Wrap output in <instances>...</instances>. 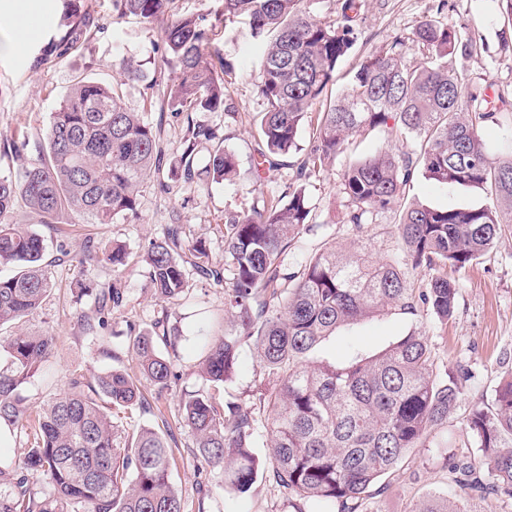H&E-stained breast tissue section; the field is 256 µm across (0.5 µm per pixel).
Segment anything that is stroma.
Returning <instances> with one entry per match:
<instances>
[{"instance_id": "1", "label": "stroma", "mask_w": 512, "mask_h": 512, "mask_svg": "<svg viewBox=\"0 0 512 512\" xmlns=\"http://www.w3.org/2000/svg\"><path fill=\"white\" fill-rule=\"evenodd\" d=\"M33 2L49 15L47 26L29 32L0 22V41L10 35L19 41L16 51L0 52V173L36 162L52 112L72 85L84 78L115 87L128 111L140 113L157 127L166 169L141 190L137 216L111 224H89L79 215L67 213L56 234L39 224L24 203H17L13 222L47 238L45 263L53 283L42 305L23 322L24 329L55 338L50 368L29 379L26 395L42 404L64 389L72 376L93 378L111 369L123 371L145 397L144 407L133 410L132 421L165 435L175 447L170 480L182 494L186 512H292L295 495L262 477L248 493L225 491L223 473L204 466L191 452L192 437L182 423L181 405L204 388L191 349L181 350L177 377L161 393L142 376L133 352L134 337L154 332L157 322L195 336L213 315L224 310L223 288L191 271L186 281L194 298L192 306L157 302L147 285L142 260L149 242L163 238L170 225L178 224L186 241H204L213 264L224 265L226 217L285 195L294 180L295 169L287 158H274L271 167L260 171L255 168L263 148L256 124L265 108L257 92L261 47L247 23L227 26L220 22L221 0H170L163 20L152 23L133 15L118 17L112 0ZM502 10L501 0H366L362 36L340 62L329 93L335 98L346 90L354 70L371 50L385 45L394 34L411 33L420 21L438 15L456 27L478 31L487 47L484 53L459 59L466 80L493 86L512 100V31L502 29ZM87 15L94 20L88 30L83 27ZM182 15L202 18L204 25L213 27L207 59L214 70H221L227 61L234 65L226 78L228 109L189 115L168 110L170 76L159 71L166 52L163 22ZM126 58L140 64L142 78L121 79L119 64ZM191 120L210 126L234 153L237 174L233 182L212 181L202 158L197 161L201 173L193 183L169 173L167 166L180 155ZM20 141L27 147L18 156L10 147ZM379 145L374 134L354 137L347 152L306 179L313 220L288 252L289 271H298L327 242L350 245L358 241L369 245L378 257L393 253L396 242L390 230L399 221L398 211L377 214L362 231H353L345 221L348 201L339 190L340 170ZM406 199L435 208L492 203L481 188H443L421 172L415 175ZM105 242L123 245L128 259L120 281L122 301L100 315L95 292L79 296L74 285L79 279L88 284L111 279L108 266L82 261L86 245ZM452 277L459 287L455 312L448 320H438L422 305L412 312L396 309L341 327L318 351L319 356L347 363L377 353L415 330L430 337L439 364L453 370L462 367L471 374L447 424L409 451L404 470L386 478L381 491L370 500L368 512H409L414 501L428 494H453L445 462L447 451L473 447L474 440L464 429L465 416L472 406L491 401L499 384L512 377V230L503 232L483 256L453 272ZM83 315L103 317L101 333L82 329L78 320ZM260 380L259 363L252 349L244 348L224 396L240 411L258 413Z\"/></svg>"}]
</instances>
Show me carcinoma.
<instances>
[{"label": "carcinoma", "mask_w": 512, "mask_h": 512, "mask_svg": "<svg viewBox=\"0 0 512 512\" xmlns=\"http://www.w3.org/2000/svg\"><path fill=\"white\" fill-rule=\"evenodd\" d=\"M224 24L245 17L264 44L260 95L266 108L257 125L269 153L301 151L299 133L313 127L309 149L298 159L288 202L272 198L251 213L228 220L224 253L228 273L211 266L202 241L183 243L180 227L149 243L148 284L162 303L188 302L186 267L224 288V314L213 319L222 334H206L197 357L210 390L182 404V422L204 465L224 473V486L250 491L259 473L298 499L295 512L321 504L337 512H366L370 489L397 467L432 430L448 422L461 395L458 379L437 370L429 337L410 332L384 350L355 362L319 361L312 351L336 329L383 312L415 308L420 300L440 320L452 316L459 271L487 252L512 226V142L490 157L480 135L487 121L512 126V102L471 87L458 59L477 51L473 34L438 18L409 35L397 34L370 52L346 90L321 112L341 60L361 35L365 0H337L336 18L318 21L304 0H222ZM169 0H113L118 15L150 22ZM163 65L174 77L171 111L215 112L226 103L224 80L207 65V31L180 17L163 32ZM414 44L421 60L406 59ZM382 132L387 145L343 168L340 191L348 222L359 229L374 213L401 205L404 188L422 169L444 186L471 185L508 203L490 207L431 208L409 204L393 233L401 254L375 258L361 246L322 248L298 272L286 257L307 230L312 209L301 181L347 151L356 135ZM207 151L212 180L236 173L234 154L202 123L189 125L170 173L194 181L195 158ZM162 170L157 133L127 111L113 88L92 80L75 83L51 115L40 158L15 174H0V327L32 314L50 289L42 265L45 239L10 222L18 200L57 230V219L75 212L93 224H111L137 213L141 188ZM86 260L110 266L112 280L96 285L98 312L119 302L116 282L127 263L123 246H96ZM430 271L414 296L404 268ZM167 354H161L157 342ZM183 336L162 328L135 336L133 349L148 380L162 392L177 366ZM253 346L263 372L257 393L262 417L242 413L220 398L244 347ZM54 337L17 331L0 336V424L25 431L18 464L0 460V512H185L170 482L173 449L154 430L122 427L114 414L140 405L138 387L119 371L92 382L82 375L48 403L24 394L27 379L49 362ZM476 460L455 452L447 462L457 486L512 497V379L491 402L465 419ZM266 438L268 461L253 448ZM410 512H468L460 502L428 495Z\"/></svg>", "instance_id": "cac0c4a2"}]
</instances>
